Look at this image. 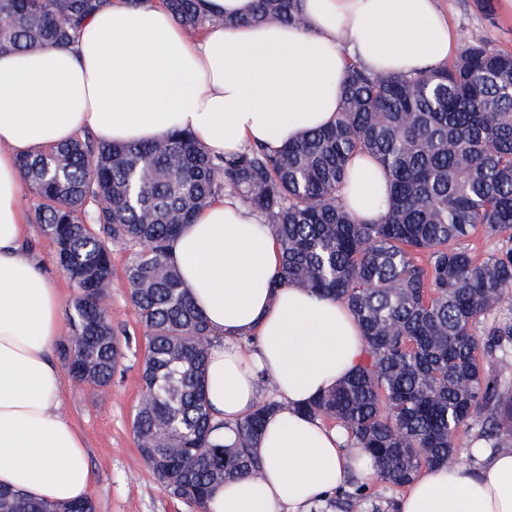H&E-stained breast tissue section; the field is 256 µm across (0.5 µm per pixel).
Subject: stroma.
I'll return each instance as SVG.
<instances>
[{
	"label": "stroma",
	"mask_w": 512,
	"mask_h": 512,
	"mask_svg": "<svg viewBox=\"0 0 512 512\" xmlns=\"http://www.w3.org/2000/svg\"><path fill=\"white\" fill-rule=\"evenodd\" d=\"M438 5L457 35L487 41L512 52V13L503 9L501 0H490L485 7L480 0H438ZM36 204L29 191L20 200L27 217L25 245L67 309L78 290L56 263L53 244L35 220ZM129 257L127 247H113L111 312L118 336L130 337L131 345L124 350L110 385L95 390L78 385L67 360L59 351H52L51 358L62 374V413L86 443L88 465L94 476L89 497L95 512H194L192 507L171 498L154 479L133 433V418L142 393L145 337L125 286L123 273Z\"/></svg>",
	"instance_id": "stroma-1"
}]
</instances>
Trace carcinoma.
I'll use <instances>...</instances> for the list:
<instances>
[{"label": "carcinoma", "mask_w": 512, "mask_h": 512, "mask_svg": "<svg viewBox=\"0 0 512 512\" xmlns=\"http://www.w3.org/2000/svg\"><path fill=\"white\" fill-rule=\"evenodd\" d=\"M189 29L198 0H161ZM110 0H0V51L66 46ZM250 22L296 23V0H258ZM372 155L390 185L386 210L365 222L344 206L347 164ZM39 204L35 219L78 289L60 345L74 380L108 386L121 357L107 308L112 246L133 247L124 269L147 340L134 432L167 493L206 512L209 492L261 472L251 448L279 408L257 402L216 443L204 399L211 344L169 244L197 212L231 194L259 210L281 252L275 289L301 286L348 305L365 359L304 408L344 427L373 457L378 480L404 488L470 444L512 447V54L461 38L456 60L410 74L349 65L336 122L272 154L261 146L215 158L187 133L106 144L85 131L18 160ZM481 235L492 251L478 256ZM149 248H141L142 243ZM368 485L339 489L349 510ZM0 512H95L0 487Z\"/></svg>", "instance_id": "1"}]
</instances>
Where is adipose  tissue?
<instances>
[{"label": "adipose tissue", "mask_w": 512, "mask_h": 512, "mask_svg": "<svg viewBox=\"0 0 512 512\" xmlns=\"http://www.w3.org/2000/svg\"><path fill=\"white\" fill-rule=\"evenodd\" d=\"M212 17L190 36L159 0H111L73 44L0 51V485L54 503L86 497L92 474L81 434L60 413L59 295L30 257L19 201L20 157L83 130L121 143L189 133L224 156L275 152L335 122L349 63L379 75L446 65L457 35L437 0H298L300 24L251 23L256 0H199ZM342 196L360 218L388 201L378 162L353 157ZM183 286L212 338L205 399L235 424L272 380L280 407L256 443V477L215 490L208 512H311L370 458L344 431L302 408L352 372L365 343L347 304L275 289L276 239L263 214L227 195L170 244ZM252 337L245 348L241 338ZM476 465L430 467L397 512H512V448L476 451Z\"/></svg>", "instance_id": "ef3b65f1"}]
</instances>
